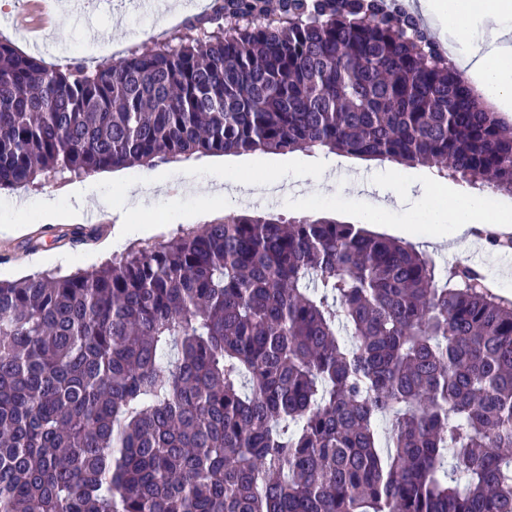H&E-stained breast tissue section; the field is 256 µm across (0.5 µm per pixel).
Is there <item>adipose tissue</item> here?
<instances>
[{
    "instance_id": "adipose-tissue-1",
    "label": "adipose tissue",
    "mask_w": 512,
    "mask_h": 512,
    "mask_svg": "<svg viewBox=\"0 0 512 512\" xmlns=\"http://www.w3.org/2000/svg\"><path fill=\"white\" fill-rule=\"evenodd\" d=\"M419 10L445 47L455 67L497 111L512 112V0H419ZM425 209L447 216L435 225L429 242L475 247V230L483 224H510L512 211L461 190L441 200L436 187L423 189Z\"/></svg>"
}]
</instances>
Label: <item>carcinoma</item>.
<instances>
[{
  "label": "carcinoma",
  "mask_w": 512,
  "mask_h": 512,
  "mask_svg": "<svg viewBox=\"0 0 512 512\" xmlns=\"http://www.w3.org/2000/svg\"><path fill=\"white\" fill-rule=\"evenodd\" d=\"M204 24L94 69L0 39V188L322 150L512 195V125L387 0ZM0 512H512V299L357 224L238 212L0 280Z\"/></svg>",
  "instance_id": "carcinoma-1"
}]
</instances>
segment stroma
<instances>
[{
    "mask_svg": "<svg viewBox=\"0 0 512 512\" xmlns=\"http://www.w3.org/2000/svg\"><path fill=\"white\" fill-rule=\"evenodd\" d=\"M52 6L67 15L51 37L52 48H36L10 25V16L23 9L24 0H0V39L9 40L19 50L41 59L47 66L59 68L73 62L106 66L131 51L151 50L183 29L187 21L206 13L204 5L200 4L191 10H178L167 16L139 17L131 14L122 0H112L108 6L90 0L86 13L78 20L68 16L67 0H52ZM315 167L330 168V186L321 189L311 182L308 173ZM126 176L133 183L164 179L171 187L179 189L181 196L172 200L165 195L146 193L128 198L120 195L106 172L82 177L88 207L101 210L98 220L92 221V228L103 235L119 224L129 225L132 229L130 235L113 240L111 248L101 251L62 236L63 231L76 225L63 195L67 179L45 181L38 186L1 189L0 225L17 224L21 230L15 235H0V279L17 280L52 269L65 274L88 268L122 254L132 244L159 242L173 237L183 227L199 231L205 224L222 218L224 213L243 211L242 200L233 197L225 199L219 208L202 210L195 187L213 185L221 180L254 186L275 180L283 185L284 190L266 198L264 210L286 220L317 214L359 225L365 224L366 211L372 202L382 198L390 182L404 181L418 187L435 184L449 195L460 188L459 183L438 180L432 169L422 165L408 167L359 158L347 162L339 154L304 150L284 154L255 152L194 156L177 163L130 168ZM47 196L57 197L59 203L58 213L50 219L39 213V203ZM426 225L421 200L414 195L397 205L389 221L376 225L375 230L411 242ZM32 237L41 238L44 244L41 254L23 249V241ZM428 252L438 265L444 266L460 259L489 275L497 274L501 260L512 262V252L507 254L485 246L452 251L432 245Z\"/></svg>",
    "mask_w": 512,
    "mask_h": 512,
    "instance_id": "35a3bbf8",
    "label": "stroma"
}]
</instances>
